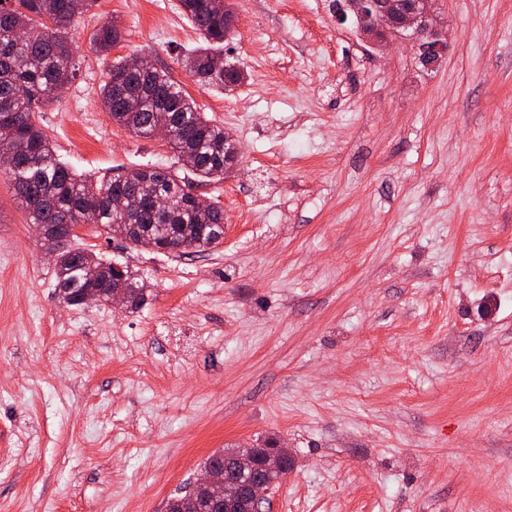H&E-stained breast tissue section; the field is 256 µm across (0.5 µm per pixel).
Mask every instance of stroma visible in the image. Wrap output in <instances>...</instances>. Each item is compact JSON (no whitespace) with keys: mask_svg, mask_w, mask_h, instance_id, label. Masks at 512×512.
<instances>
[{"mask_svg":"<svg viewBox=\"0 0 512 512\" xmlns=\"http://www.w3.org/2000/svg\"><path fill=\"white\" fill-rule=\"evenodd\" d=\"M230 3L232 91L185 71L202 40L177 0H96L77 80L37 114L80 174L174 166L99 101L145 55L238 145L192 185L224 209L215 249L84 226L140 308L62 305L0 178V512H166L209 455L267 436L294 466L265 512H512V0H440L434 67L329 0ZM122 32L117 23L105 21L93 34L91 44L98 53L105 55L120 41Z\"/></svg>","mask_w":512,"mask_h":512,"instance_id":"1","label":"stroma"}]
</instances>
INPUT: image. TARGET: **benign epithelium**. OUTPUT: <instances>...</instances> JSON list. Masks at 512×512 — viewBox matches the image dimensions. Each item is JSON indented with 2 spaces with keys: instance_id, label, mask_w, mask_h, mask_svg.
Here are the masks:
<instances>
[{
  "instance_id": "obj_1",
  "label": "benign epithelium",
  "mask_w": 512,
  "mask_h": 512,
  "mask_svg": "<svg viewBox=\"0 0 512 512\" xmlns=\"http://www.w3.org/2000/svg\"><path fill=\"white\" fill-rule=\"evenodd\" d=\"M330 11L336 23L353 20L360 34L373 42H383L390 36L409 34L414 42L421 63L427 67L438 63L448 50V31L441 27L436 15V0H416L410 11L397 8L393 0H334ZM82 304L106 302L112 305L129 306L130 301L124 290L112 288L107 297H102L93 288H86L77 295ZM289 458L288 449L279 447L263 458L268 470L284 469ZM215 481V473L202 470L201 476L193 484V493L198 497L206 495ZM270 485L262 478L255 477L245 483L228 481L224 483V493L236 498L247 496L254 504L261 506L266 501Z\"/></svg>"
}]
</instances>
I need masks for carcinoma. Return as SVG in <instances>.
Masks as SVG:
<instances>
[{"label":"carcinoma","instance_id":"carcinoma-1","mask_svg":"<svg viewBox=\"0 0 512 512\" xmlns=\"http://www.w3.org/2000/svg\"><path fill=\"white\" fill-rule=\"evenodd\" d=\"M96 0H0V156L17 158L14 168L1 169L13 188L17 206L32 224H93L140 246L137 224L153 239L154 250L165 253L177 247L180 256L207 252L224 239V208L218 203L197 210L186 190L189 186L170 170L154 166L121 169L94 180L76 173L59 160L47 134L35 120L43 105L61 95L66 82L76 78L80 60L69 38L75 16L90 10ZM182 15L199 31L203 45L188 56L183 66L202 89L237 86L242 73L224 60V39L230 28L217 0H179ZM119 25L105 21L93 34L91 44L106 54L120 41ZM100 102L112 121L137 137L149 138L158 126L174 131L170 145L178 161L191 151L185 165L199 182L221 181L238 158L239 149L200 112L169 71L151 67L125 71L124 61L112 64L100 88ZM130 183L139 185L143 208L127 216L112 206V197ZM171 200L168 212L158 214L152 198ZM48 250H57L55 291L76 294L82 288L113 283L127 291L130 308L145 301L143 285L128 270L116 274L112 262L89 257L72 240H57L55 232L44 236Z\"/></svg>","mask_w":512,"mask_h":512}]
</instances>
